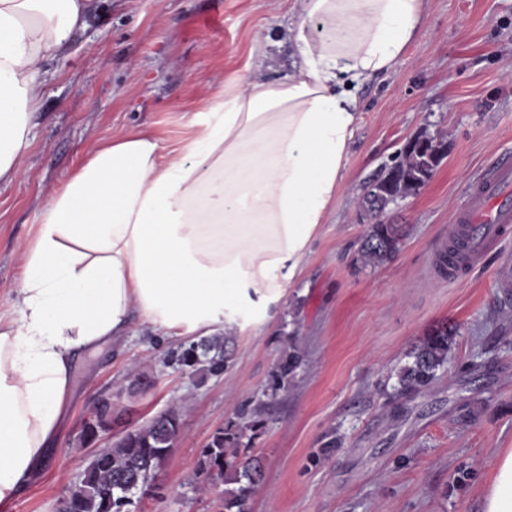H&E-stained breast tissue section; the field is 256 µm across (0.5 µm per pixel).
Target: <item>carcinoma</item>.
Wrapping results in <instances>:
<instances>
[{
	"mask_svg": "<svg viewBox=\"0 0 512 512\" xmlns=\"http://www.w3.org/2000/svg\"><path fill=\"white\" fill-rule=\"evenodd\" d=\"M424 138V142H407L398 160L372 181L368 193L395 201L418 194L441 162L437 158L436 137L426 134ZM386 208L385 204L365 207L375 218V223L367 225L361 245V258L366 265L390 261L402 244V226L381 220ZM449 336L446 327L436 330L412 353V361L398 373V393L420 392L432 385L438 370L448 360ZM232 345L233 336L229 334L206 337L178 346L171 351L166 364L192 373L202 369L211 376H219L232 358ZM305 364L306 354L298 338L289 337L288 350L272 374L270 396L285 388ZM97 409L95 419L85 423L81 432L82 447L94 443L95 431H104L112 419L111 403L102 401ZM180 420L181 408L174 407L118 437L85 470L81 479L82 497L76 501L61 498L57 512H118L120 498L138 493L162 471L170 457L171 438L179 430ZM262 427L263 420L242 412L237 420L215 431L202 451L201 470L217 478L227 473L229 481L237 484L225 490L219 504L221 512H249L251 495L263 479V462L257 456L239 457V449L250 448Z\"/></svg>",
	"mask_w": 512,
	"mask_h": 512,
	"instance_id": "1",
	"label": "carcinoma"
}]
</instances>
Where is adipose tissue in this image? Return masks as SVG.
<instances>
[{"label": "adipose tissue", "instance_id": "1", "mask_svg": "<svg viewBox=\"0 0 512 512\" xmlns=\"http://www.w3.org/2000/svg\"><path fill=\"white\" fill-rule=\"evenodd\" d=\"M88 0H0V183L31 148L44 62L84 27ZM426 0H288L287 76L267 50L197 113L179 149L133 131L95 146L45 204L24 249L16 317L0 315V512L36 479L63 425L74 362L139 317L162 335L267 320L327 223L362 119L361 85L416 38ZM481 512H512V448Z\"/></svg>", "mask_w": 512, "mask_h": 512}]
</instances>
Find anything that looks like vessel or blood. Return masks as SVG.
Masks as SVG:
<instances>
[{"instance_id":"vessel-or-blood-1","label":"vessel or blood","mask_w":512,"mask_h":512,"mask_svg":"<svg viewBox=\"0 0 512 512\" xmlns=\"http://www.w3.org/2000/svg\"><path fill=\"white\" fill-rule=\"evenodd\" d=\"M457 220L466 226L471 260H478L488 244L505 237L512 227V153L495 160L471 190Z\"/></svg>"}]
</instances>
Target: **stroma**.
I'll return each mask as SVG.
<instances>
[{"mask_svg":"<svg viewBox=\"0 0 512 512\" xmlns=\"http://www.w3.org/2000/svg\"><path fill=\"white\" fill-rule=\"evenodd\" d=\"M287 9V0H90L85 27L44 64L23 173L0 184V310L43 205L88 151L134 130L179 147L194 114L251 64L255 41H271L264 75L286 76ZM360 96L343 189L270 320L235 333L230 366L202 381L165 366L178 339L133 318L123 343L79 360L61 439L9 512H56L93 453L111 445L104 436L78 446L102 398L132 428L182 409L176 449L135 512H215L201 452L216 429L257 409L265 424L252 451L265 478L252 512H480L495 452L512 448V240L489 245L453 281L434 261L471 184L512 151V0H427L416 39ZM422 132L441 136L446 155L417 195L381 216L404 227L398 255L363 265L361 200ZM443 325L453 336L435 383L397 394L399 369ZM291 333L306 363L272 398Z\"/></svg>","mask_w":512,"mask_h":512,"instance_id":"stroma-1","label":"stroma"}]
</instances>
